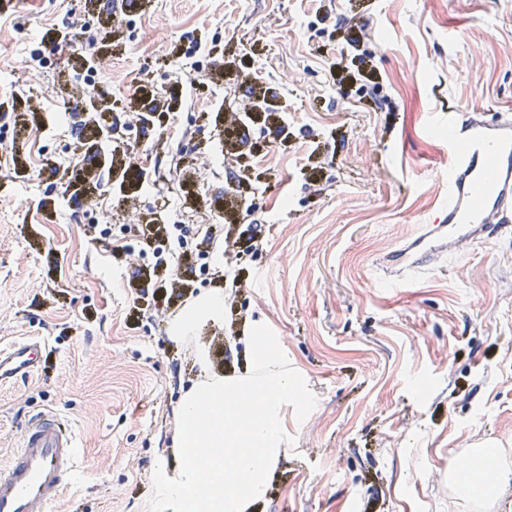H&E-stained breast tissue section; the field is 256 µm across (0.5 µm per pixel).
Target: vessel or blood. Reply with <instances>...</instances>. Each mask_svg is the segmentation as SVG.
Segmentation results:
<instances>
[{"label":"vessel or blood","instance_id":"1","mask_svg":"<svg viewBox=\"0 0 512 512\" xmlns=\"http://www.w3.org/2000/svg\"><path fill=\"white\" fill-rule=\"evenodd\" d=\"M448 196L434 224L442 238L423 235L397 251L401 273L424 266L439 249L481 245L491 224L512 223V120L449 113ZM41 344L25 340L0 347V384L29 375ZM79 467L67 421L43 415L29 422L7 468L0 469V512H38L55 502Z\"/></svg>","mask_w":512,"mask_h":512}]
</instances>
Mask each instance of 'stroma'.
I'll use <instances>...</instances> for the list:
<instances>
[{
  "label": "stroma",
  "mask_w": 512,
  "mask_h": 512,
  "mask_svg": "<svg viewBox=\"0 0 512 512\" xmlns=\"http://www.w3.org/2000/svg\"><path fill=\"white\" fill-rule=\"evenodd\" d=\"M87 54L50 51L72 23ZM190 68L169 64L172 51ZM369 61L376 82L336 72ZM126 81L112 79V66ZM218 76L181 94L196 71ZM267 88L248 145L225 114ZM512 109V0H8L0 6V343L47 345L0 385V468L32 419L76 434L79 470L47 512H149L156 464L172 470L174 410L200 373L250 367L248 333L276 334L317 403L285 408L284 448L252 512H512L466 501L448 473L469 449L512 469V227L435 257L403 281L384 258L432 224L448 195V112ZM142 160V187L113 154ZM183 155L174 171L175 155ZM91 158L98 195L53 172ZM235 192L239 255L206 242L207 200ZM182 225L192 252L238 285L186 272L166 300L153 252L112 256L135 221ZM224 296L219 319L180 335L184 313ZM222 348L195 365L194 346Z\"/></svg>",
  "instance_id": "obj_1"
}]
</instances>
